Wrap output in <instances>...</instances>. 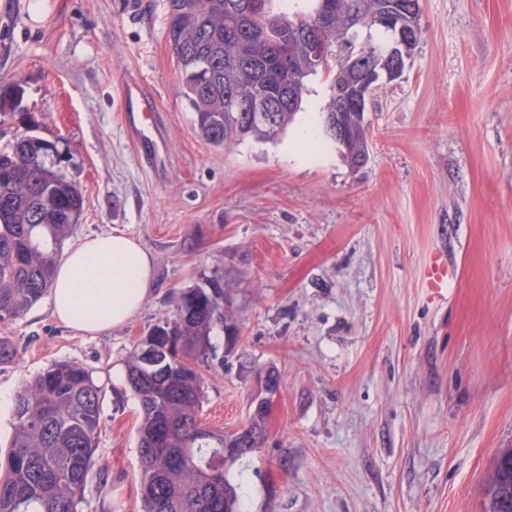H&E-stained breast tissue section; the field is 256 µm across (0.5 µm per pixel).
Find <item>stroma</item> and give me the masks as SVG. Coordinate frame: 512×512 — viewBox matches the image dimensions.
Here are the masks:
<instances>
[{"label": "stroma", "instance_id": "obj_1", "mask_svg": "<svg viewBox=\"0 0 512 512\" xmlns=\"http://www.w3.org/2000/svg\"><path fill=\"white\" fill-rule=\"evenodd\" d=\"M420 5L422 37L374 95L370 160L354 169L329 138L300 159L288 132L230 151L200 140L166 0H0V145L55 142L84 195L73 240L121 232L154 260L124 327L75 335L46 297L0 323L1 390L57 361L104 387L83 512H138L139 403L112 371L215 276L230 309L202 424L239 429L257 371L279 377L262 448L226 464L239 512H483L512 448V0ZM129 82L156 99L164 181L120 124ZM437 251L456 266L440 304L423 282Z\"/></svg>", "mask_w": 512, "mask_h": 512}]
</instances>
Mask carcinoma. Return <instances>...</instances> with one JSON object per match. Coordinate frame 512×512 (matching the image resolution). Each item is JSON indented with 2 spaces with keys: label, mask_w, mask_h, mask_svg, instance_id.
Wrapping results in <instances>:
<instances>
[{
  "label": "carcinoma",
  "mask_w": 512,
  "mask_h": 512,
  "mask_svg": "<svg viewBox=\"0 0 512 512\" xmlns=\"http://www.w3.org/2000/svg\"><path fill=\"white\" fill-rule=\"evenodd\" d=\"M305 0L288 12L269 0L260 19L251 0H167L166 39L181 72V94L195 114L205 143L229 151L241 141L273 142L295 118L311 77L321 75L332 113L344 114L347 136L336 141L354 164L369 156L365 112L336 98V87L362 80L359 53L383 59L395 33L369 24L382 2ZM326 50L325 65L310 69L314 42ZM291 87L274 125L251 122L239 100L262 101L267 84ZM55 145L17 136L0 150V323L22 317L54 283L60 250L83 209L76 185L52 160ZM224 289L182 293L173 317L159 322L126 363V381L140 406V512H237L235 488L226 477L224 434L203 432L201 368L214 357L210 336L224 322ZM103 388L93 371L76 362H54L28 381L13 406V432L0 457V512H79L100 431ZM266 415L249 412L235 431L243 455L262 447ZM486 512H512V459L497 461L487 490Z\"/></svg>",
  "instance_id": "carcinoma-1"
}]
</instances>
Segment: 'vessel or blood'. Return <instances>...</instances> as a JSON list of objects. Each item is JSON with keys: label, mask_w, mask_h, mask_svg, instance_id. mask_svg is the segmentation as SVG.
I'll return each instance as SVG.
<instances>
[{"label": "vessel or blood", "mask_w": 512, "mask_h": 512, "mask_svg": "<svg viewBox=\"0 0 512 512\" xmlns=\"http://www.w3.org/2000/svg\"><path fill=\"white\" fill-rule=\"evenodd\" d=\"M155 99L141 84L128 85L123 90L121 112L128 135L137 145L146 167L156 176H164L168 154L164 129L154 116ZM456 275L445 253L435 254L425 266L424 284L431 300H442L448 284Z\"/></svg>", "instance_id": "b4317fda"}]
</instances>
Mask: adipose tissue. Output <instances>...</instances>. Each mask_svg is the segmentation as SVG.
Listing matches in <instances>:
<instances>
[{
  "label": "adipose tissue",
  "instance_id": "obj_1",
  "mask_svg": "<svg viewBox=\"0 0 512 512\" xmlns=\"http://www.w3.org/2000/svg\"><path fill=\"white\" fill-rule=\"evenodd\" d=\"M152 275L151 257L134 238L122 233L86 238L57 265L52 314L78 335L125 325L143 306Z\"/></svg>",
  "mask_w": 512,
  "mask_h": 512
}]
</instances>
